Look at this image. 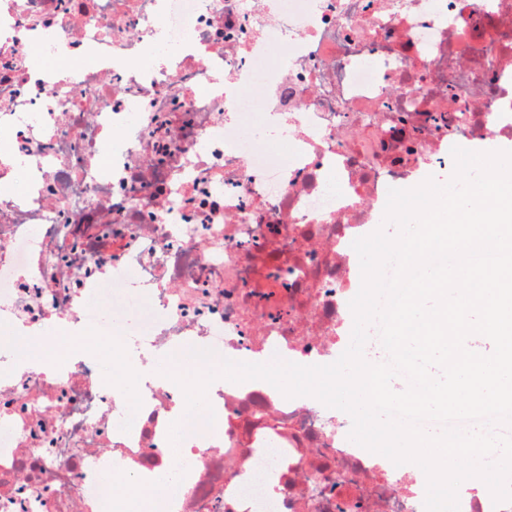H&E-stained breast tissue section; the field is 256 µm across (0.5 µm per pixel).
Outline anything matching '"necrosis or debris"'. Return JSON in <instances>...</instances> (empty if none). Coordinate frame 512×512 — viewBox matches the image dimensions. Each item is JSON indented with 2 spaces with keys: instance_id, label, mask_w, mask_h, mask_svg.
I'll return each instance as SVG.
<instances>
[{
  "instance_id": "1",
  "label": "necrosis or debris",
  "mask_w": 512,
  "mask_h": 512,
  "mask_svg": "<svg viewBox=\"0 0 512 512\" xmlns=\"http://www.w3.org/2000/svg\"><path fill=\"white\" fill-rule=\"evenodd\" d=\"M1 133L0 323L109 337L137 411L93 349L0 355V512H97L158 472L173 512H425L424 474L315 399L210 385L220 439L201 422L171 454L185 398L151 364L337 360L351 244L389 188L447 141L512 137V0H0Z\"/></svg>"
}]
</instances>
